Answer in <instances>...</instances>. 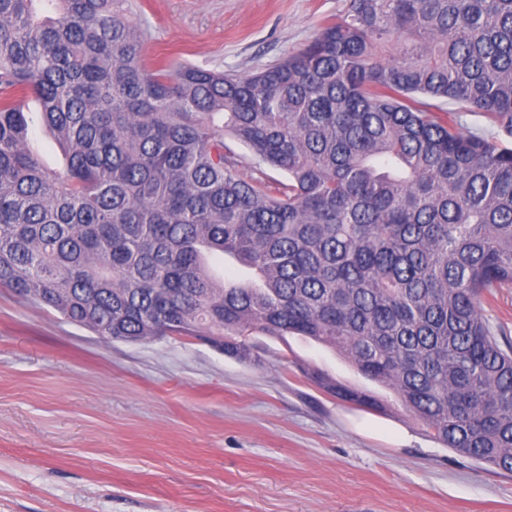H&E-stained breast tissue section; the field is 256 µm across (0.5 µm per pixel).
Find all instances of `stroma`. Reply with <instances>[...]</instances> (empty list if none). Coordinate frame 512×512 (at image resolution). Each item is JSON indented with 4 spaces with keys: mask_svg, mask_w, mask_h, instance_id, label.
<instances>
[{
    "mask_svg": "<svg viewBox=\"0 0 512 512\" xmlns=\"http://www.w3.org/2000/svg\"><path fill=\"white\" fill-rule=\"evenodd\" d=\"M348 0H132L153 65L250 75ZM113 342L0 288V512H512V474L441 447L340 350ZM317 370L384 404L311 382Z\"/></svg>",
    "mask_w": 512,
    "mask_h": 512,
    "instance_id": "stroma-1",
    "label": "stroma"
}]
</instances>
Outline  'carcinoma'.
<instances>
[{
    "instance_id": "obj_1",
    "label": "carcinoma",
    "mask_w": 512,
    "mask_h": 512,
    "mask_svg": "<svg viewBox=\"0 0 512 512\" xmlns=\"http://www.w3.org/2000/svg\"><path fill=\"white\" fill-rule=\"evenodd\" d=\"M30 96L63 176L30 148ZM425 97L512 138V0H349L245 76L150 65L128 0H0V284L114 341L337 347L439 444L512 472V343L481 308L512 284V147ZM455 116L459 127L464 131L487 139L499 137L497 128L481 114L474 112H455Z\"/></svg>"
}]
</instances>
